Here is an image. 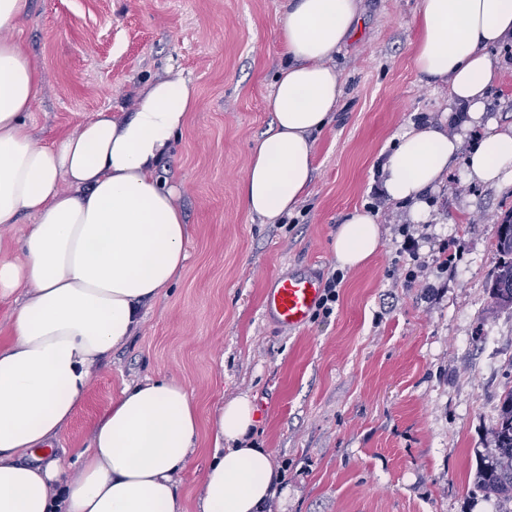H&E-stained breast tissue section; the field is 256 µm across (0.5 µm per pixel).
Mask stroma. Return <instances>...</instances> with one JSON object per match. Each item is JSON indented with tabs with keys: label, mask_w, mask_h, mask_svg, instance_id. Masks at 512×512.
<instances>
[{
	"label": "stroma",
	"mask_w": 512,
	"mask_h": 512,
	"mask_svg": "<svg viewBox=\"0 0 512 512\" xmlns=\"http://www.w3.org/2000/svg\"><path fill=\"white\" fill-rule=\"evenodd\" d=\"M289 0H32L19 35L43 87L30 121L50 145L99 110L133 111L162 77L195 81L199 99L158 165L189 228L188 260L126 345L97 370L49 453L77 473L78 453L124 385L177 379L209 417L248 395L256 441L288 485L264 512H504L475 484L503 386L512 379V307L491 296L494 223L512 187L471 183L455 165L426 198L431 219L383 201L380 246L364 267L339 270L338 224L370 207L378 165L419 117L438 118L448 88L413 62L421 0H361L360 20L332 65L344 95L315 133L307 195L287 223L241 206L266 98L288 57L279 29ZM488 114L512 123V49L493 51ZM415 238L425 268L405 280ZM342 271L331 315L286 331L266 314L278 277ZM213 453L202 430L176 476L185 512Z\"/></svg>",
	"instance_id": "35a3bbf8"
}]
</instances>
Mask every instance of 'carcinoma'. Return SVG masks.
Returning <instances> with one entry per match:
<instances>
[{
	"instance_id": "cac0c4a2",
	"label": "carcinoma",
	"mask_w": 512,
	"mask_h": 512,
	"mask_svg": "<svg viewBox=\"0 0 512 512\" xmlns=\"http://www.w3.org/2000/svg\"><path fill=\"white\" fill-rule=\"evenodd\" d=\"M498 256L492 297L503 306L512 305V223L495 225ZM491 447L486 449L476 473L477 485L497 501L512 502V386L504 393L498 418L490 430Z\"/></svg>"
}]
</instances>
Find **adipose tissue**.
Returning <instances> with one entry per match:
<instances>
[{
  "label": "adipose tissue",
  "mask_w": 512,
  "mask_h": 512,
  "mask_svg": "<svg viewBox=\"0 0 512 512\" xmlns=\"http://www.w3.org/2000/svg\"><path fill=\"white\" fill-rule=\"evenodd\" d=\"M414 65L448 87L438 120L404 130L379 168L390 200L427 222L424 196L464 158L468 181L512 186V125L487 118L497 78L491 54L512 42V0H421ZM359 21L357 0H290L279 37L288 63L267 98L269 130L254 141L240 186L244 210L268 222L291 215L310 187L314 132L331 120L342 82L330 65ZM42 77L21 41L0 40V224L32 216L17 257L0 260V299L22 298L0 344V512H184L174 476L192 462L198 408L174 379L122 388L78 455L72 476L44 454L81 406L92 371L141 324L145 305L171 288L189 237L177 192L157 175L195 109L192 79L145 85L134 112H97L50 146L28 121ZM481 128L473 145L450 125ZM381 241L373 211L336 229L341 268L369 262ZM249 397L221 404L200 512H262L286 493L284 476L253 438Z\"/></svg>",
  "instance_id": "1"
}]
</instances>
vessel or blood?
I'll return each instance as SVG.
<instances>
[{"mask_svg": "<svg viewBox=\"0 0 512 512\" xmlns=\"http://www.w3.org/2000/svg\"><path fill=\"white\" fill-rule=\"evenodd\" d=\"M321 294L320 283L308 275L277 278L264 296V305L281 328L303 326Z\"/></svg>", "mask_w": 512, "mask_h": 512, "instance_id": "b4317fda", "label": "vessel or blood"}]
</instances>
